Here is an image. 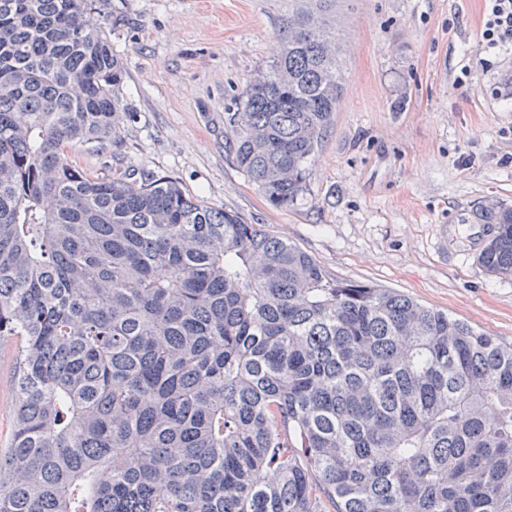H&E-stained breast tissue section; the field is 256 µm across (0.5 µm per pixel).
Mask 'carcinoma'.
<instances>
[{
	"mask_svg": "<svg viewBox=\"0 0 512 512\" xmlns=\"http://www.w3.org/2000/svg\"><path fill=\"white\" fill-rule=\"evenodd\" d=\"M325 0L226 113L276 207L342 93ZM99 0H0V512H512V344L167 178L91 176L123 63ZM478 256L512 279V209ZM13 370L14 365L5 356L3 363V376L5 380L0 385V448H6L10 439L14 398L12 389Z\"/></svg>",
	"mask_w": 512,
	"mask_h": 512,
	"instance_id": "obj_1",
	"label": "carcinoma"
}]
</instances>
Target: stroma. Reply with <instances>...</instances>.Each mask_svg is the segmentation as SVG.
<instances>
[{
	"label": "stroma",
	"instance_id": "35a3bbf8",
	"mask_svg": "<svg viewBox=\"0 0 512 512\" xmlns=\"http://www.w3.org/2000/svg\"><path fill=\"white\" fill-rule=\"evenodd\" d=\"M291 0H105L125 76L94 175L165 176L310 254L512 343V280L477 257L481 210L512 207V46L487 48L485 0H332L343 92L305 188L271 205L225 148L224 114L280 52Z\"/></svg>",
	"mask_w": 512,
	"mask_h": 512
}]
</instances>
